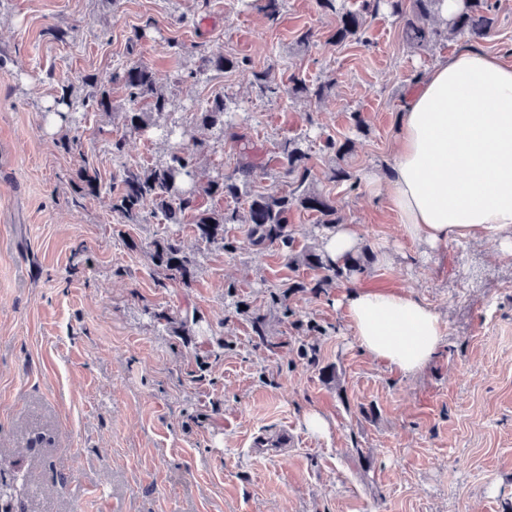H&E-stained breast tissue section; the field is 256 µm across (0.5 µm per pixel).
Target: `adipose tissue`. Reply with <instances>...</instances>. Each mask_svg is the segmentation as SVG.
I'll use <instances>...</instances> for the list:
<instances>
[{
	"mask_svg": "<svg viewBox=\"0 0 512 512\" xmlns=\"http://www.w3.org/2000/svg\"><path fill=\"white\" fill-rule=\"evenodd\" d=\"M385 194L409 239L512 251L511 62L464 49L411 88ZM343 305L361 349L402 373L420 371L441 346L439 315L411 295L359 288Z\"/></svg>",
	"mask_w": 512,
	"mask_h": 512,
	"instance_id": "ef3b65f1",
	"label": "adipose tissue"
}]
</instances>
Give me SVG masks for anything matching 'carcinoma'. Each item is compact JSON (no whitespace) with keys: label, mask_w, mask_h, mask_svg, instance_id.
<instances>
[{"label":"carcinoma","mask_w":512,"mask_h":512,"mask_svg":"<svg viewBox=\"0 0 512 512\" xmlns=\"http://www.w3.org/2000/svg\"><path fill=\"white\" fill-rule=\"evenodd\" d=\"M442 0H362L357 11L344 10L337 6V0H316L324 12L335 15L331 40L343 44L361 39L363 16L374 15L386 7L403 22L406 41L419 48L442 38L468 36L484 39L494 33V0H461L460 10L443 24H428L437 19ZM237 61L220 53L199 50V65L188 77L196 78L209 70L224 71L236 66ZM258 91L265 96L291 98L302 96L309 100H321L326 96L330 84L310 83L293 76L288 84L276 83L266 71L254 74ZM79 82L92 89V101L97 110L107 112L112 108L107 86L121 85L132 101H142L145 109L125 113L126 129L144 132L159 131L167 140H175L165 158L150 165H129L121 163L104 180L98 168L89 161L75 173L74 185L78 194H98L106 191L112 196V212L124 224H144L147 216L161 217L163 223L180 225L185 218L192 217V229L197 239L211 245L217 244L226 251L236 246L225 240L224 226L227 224L247 225L246 240L249 246L261 250L268 245L278 244L290 248L293 244L289 219L291 212L300 207L318 215V227L334 229L343 222L336 208V201L330 194L317 188L309 166L310 156L304 149L303 140L288 139L277 145L282 158V177L287 179L291 190L284 194H260L246 202V207L227 209L202 208L201 196L222 197L237 200L258 170L250 147V140L240 132L238 123L229 116L224 97L216 96L193 112L192 127L188 128L173 118L175 104L158 84L152 71L143 65H126L106 74H83ZM212 132L216 140H229L238 148L239 161L230 171L219 169L206 185H197L196 173L202 157L211 148L209 141L195 136V130ZM329 183L342 185L352 179L351 173L341 165H331L325 174ZM151 260L158 275L159 284L178 282L189 288L200 268V261L188 255L179 235L171 231L150 244ZM300 264L322 272L314 284L323 288L330 283L353 274L367 271L370 257L366 252L351 253L343 263L333 262L327 256L324 246L319 245L292 258ZM151 317L167 327L177 326L181 334L190 331L197 324L195 312L186 310L175 318L165 311L154 312Z\"/></svg>","instance_id":"1"}]
</instances>
